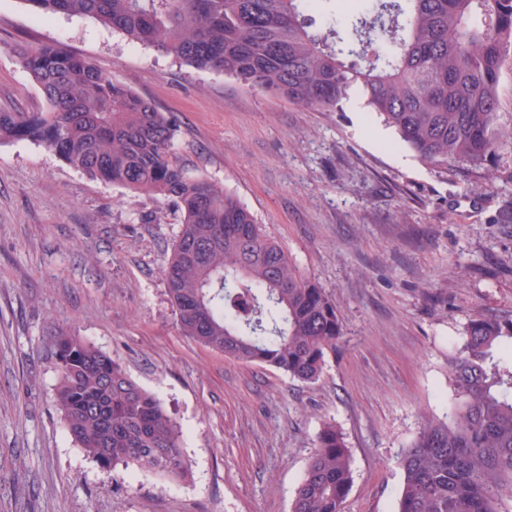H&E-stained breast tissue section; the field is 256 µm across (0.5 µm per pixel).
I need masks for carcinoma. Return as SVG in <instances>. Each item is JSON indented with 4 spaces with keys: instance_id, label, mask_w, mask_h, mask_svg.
Returning <instances> with one entry per match:
<instances>
[{
    "instance_id": "cac0c4a2",
    "label": "carcinoma",
    "mask_w": 512,
    "mask_h": 512,
    "mask_svg": "<svg viewBox=\"0 0 512 512\" xmlns=\"http://www.w3.org/2000/svg\"><path fill=\"white\" fill-rule=\"evenodd\" d=\"M40 14L95 20L197 70L221 72L309 108L352 94L437 168L483 167L512 151L499 80L512 62V0H369L315 27L308 0H22ZM13 53L48 110L0 112V144L31 141L104 183L171 200L182 214L163 275L181 331L245 362L313 383L343 333L326 290L303 277L234 193L177 155L170 118L57 44ZM55 402L71 441L104 469L189 474L180 428L121 364L76 335L57 337ZM444 418L421 416L400 457L396 512H509L512 322L470 320L449 363ZM353 461L322 424L291 512H342Z\"/></svg>"
}]
</instances>
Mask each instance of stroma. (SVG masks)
Returning a JSON list of instances; mask_svg holds the SVG:
<instances>
[{
    "label": "stroma",
    "mask_w": 512,
    "mask_h": 512,
    "mask_svg": "<svg viewBox=\"0 0 512 512\" xmlns=\"http://www.w3.org/2000/svg\"><path fill=\"white\" fill-rule=\"evenodd\" d=\"M92 59L170 114L179 157L243 200L343 334L322 376L293 380L184 336L162 267L181 214L78 172L28 141L0 145V512H290L322 424L354 480L343 512H395L398 457L421 414L453 402L448 360L470 319L512 321V183L440 170L359 97L327 112L200 71L80 15L0 0V111L47 104L12 48ZM82 336L181 427L190 475L98 466L55 405V340Z\"/></svg>",
    "instance_id": "stroma-1"
}]
</instances>
